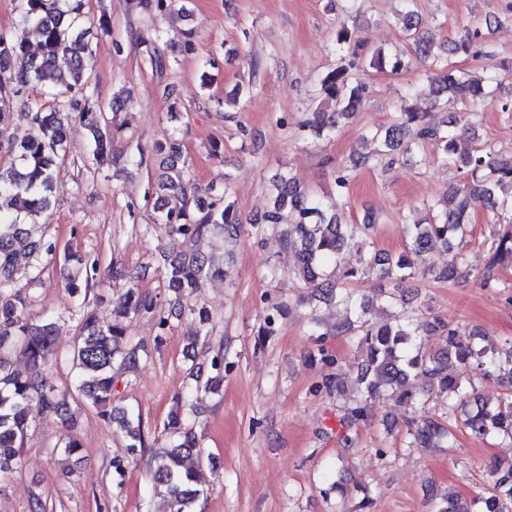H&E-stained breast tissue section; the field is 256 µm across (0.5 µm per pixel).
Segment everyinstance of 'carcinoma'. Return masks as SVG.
Masks as SVG:
<instances>
[{
	"label": "carcinoma",
	"instance_id": "carcinoma-1",
	"mask_svg": "<svg viewBox=\"0 0 512 512\" xmlns=\"http://www.w3.org/2000/svg\"><path fill=\"white\" fill-rule=\"evenodd\" d=\"M20 2L17 26L35 28L41 40L39 53L35 54L26 38L15 32H0V107L17 99L26 100L29 125L27 131L7 136L0 128V142L7 141L20 159V163L0 169V475L20 464L23 440L34 417L67 416L69 396L75 391L101 409L104 420L117 423L125 432L129 454L147 457L152 493L166 500L167 512H197L202 495L197 470L202 455L185 417L175 412L164 424L169 444L163 451L149 448L140 415L125 413L117 420L112 418L113 371L132 369L139 362V347L128 341L121 325L109 323L97 309L81 304L76 311L80 336L67 355L77 372L74 390L59 389L39 370L53 345V322L30 317V294L18 286L19 258L14 242L26 233L24 218L34 219L51 206L58 187L57 160L64 151L69 123L76 118L86 122L93 140V160L98 165L110 160V134L101 126L93 95L87 89L85 58L92 48L85 40L83 0ZM404 20L416 55L434 79L436 102L478 100L500 107L512 120V97L502 99L496 94L501 85L496 68L484 69L481 76L456 74L435 52L432 42L417 32L413 10L405 12ZM481 39L479 28L467 29L451 42L448 52L466 53ZM336 47L343 52L340 65L321 80L324 100L332 103L334 110L319 109L303 123L318 136L336 134L359 111L366 87L357 80V72H396L404 66L396 55L369 49L343 23L336 29ZM61 56L68 60L63 70L58 67ZM47 76L51 85L40 96H31V88ZM426 116L412 108L395 113L388 125L360 135L370 146L367 152L356 156L351 165L337 168L336 187L342 192L348 185L349 170L383 167L397 156L412 161L420 146L429 142L444 163L462 172L458 183L428 204L426 221L407 223L404 251L392 256L372 248L369 236L373 225L342 223L336 215L337 201L324 202L288 173L275 178V195L263 223L277 227L281 211L288 209V229L280 233L279 242L285 256L295 261V275L314 289L315 300L334 302L351 315L332 333L348 338L361 352L357 387L349 390L340 372L326 376L319 385L328 397L344 401L339 417L342 428L350 431L365 421L382 396L398 406L414 407L417 393L411 380L420 379L427 395L447 403L448 417L418 415L406 419L408 447L426 448L451 441L453 427L458 425L455 410L469 398L468 386L451 371L457 365L508 387L496 402L474 405L463 427L476 441L496 435L512 445V337L497 344L487 343L481 332L437 316L393 315L390 309L397 303L394 293L384 299L382 316L373 318V299L353 287L378 273L396 282L413 279L425 256L442 249L448 253V266L435 272L436 279L454 283L474 277L485 288H512L498 277L499 270L512 268V155L505 156L488 144L480 145L476 126L467 118L450 121L443 128L430 124ZM157 189L167 197L166 204L158 207V221L169 226L171 236L182 247L164 258L161 276L167 287L189 297L201 279L228 277L224 267L192 251V246L216 231L224 234L225 246H236L244 224L234 204L225 196L207 204L201 202L192 192L188 172L175 165L168 168ZM479 207L492 212L487 261L481 270L469 267L464 253L472 236L471 214ZM344 250L359 255V266L337 265ZM44 252L66 263H77L83 277L68 278L71 293L93 285L99 272L97 258L60 251L53 242L44 244ZM116 312L125 318L148 314L160 330L167 326V317L153 299L130 286L119 294ZM426 336L440 338L436 351L423 350ZM16 353L26 359L31 370L11 368ZM190 376L194 384L186 390L184 400L195 409L201 394L216 392L223 381L224 351L217 350L206 363L192 364ZM430 512H512V459L496 460L488 466L485 483L470 498L447 496L434 503Z\"/></svg>",
	"mask_w": 512,
	"mask_h": 512
}]
</instances>
